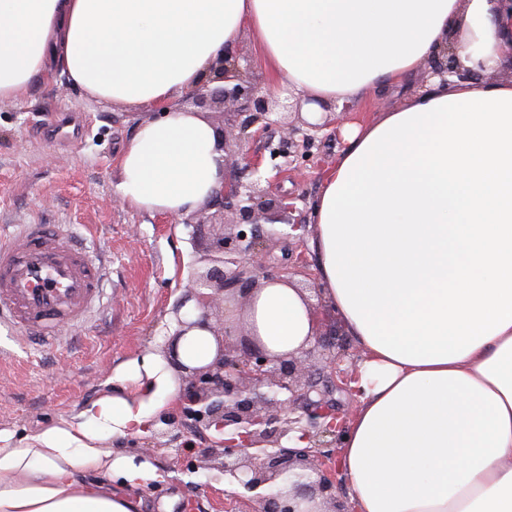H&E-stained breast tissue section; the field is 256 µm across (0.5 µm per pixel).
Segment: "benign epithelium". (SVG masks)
<instances>
[{"instance_id": "1", "label": "benign epithelium", "mask_w": 512, "mask_h": 512, "mask_svg": "<svg viewBox=\"0 0 512 512\" xmlns=\"http://www.w3.org/2000/svg\"><path fill=\"white\" fill-rule=\"evenodd\" d=\"M430 73L442 81L454 76L465 82L475 76L460 67L452 48L446 46L429 61ZM217 87L204 85L192 93L196 103L220 99L228 110L225 126L219 128L222 149H227L226 126L237 130L234 139L243 142L248 130L278 124V113L269 111L268 99L258 83L240 64L235 45L224 47L214 68ZM327 123L302 122L288 134L303 133L311 142ZM241 175L224 180L222 190L208 203L235 214L233 223L211 222L216 229L208 246L206 265L198 270L175 309L195 301L198 319L178 318L180 330L168 345L170 362L183 373L175 411L181 417L165 415L154 420L150 431L166 439L179 455L199 462L212 459L211 469L238 481L251 496V512H352L341 480L335 477L333 449L339 447L350 413L332 397L336 391L354 397L350 387L352 371L360 355L350 351L347 335L332 321L314 342L298 356L269 354L253 337L228 325L224 301L230 293L250 297L260 281L308 277L309 264L299 255L286 266H272L258 248L261 235L255 225H269V241L289 237L276 227L286 222L293 204L286 197L266 206L260 189L259 162L242 156ZM252 224L250 235L242 226ZM202 328L212 333L217 354L206 365L190 367L178 354L183 335ZM207 436L209 447L198 448L188 430ZM304 442L300 448L297 443Z\"/></svg>"}]
</instances>
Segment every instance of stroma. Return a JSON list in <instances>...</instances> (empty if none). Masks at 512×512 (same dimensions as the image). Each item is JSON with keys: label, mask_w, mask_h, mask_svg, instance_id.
Instances as JSON below:
<instances>
[{"label": "stroma", "mask_w": 512, "mask_h": 512, "mask_svg": "<svg viewBox=\"0 0 512 512\" xmlns=\"http://www.w3.org/2000/svg\"><path fill=\"white\" fill-rule=\"evenodd\" d=\"M79 113L82 129L73 139L45 135L49 116ZM140 111L95 101L57 73L32 85L23 102H0V228L16 224H74L91 230V245L108 261L111 304L93 325L70 331L63 346L32 356L0 358V430L16 443L67 418L84 404L121 392L111 383L117 366L157 352L172 335L173 309L209 244L211 226L193 238L187 221L138 212L125 206L114 186L120 157L143 121ZM285 132L272 127L246 143L265 155L270 179L266 202L296 200L291 222L310 224L322 179L346 143L324 129L309 146L294 144V162L269 158ZM107 449L139 455L153 463L158 481L140 490L141 512H246L241 494L192 469L161 440L114 436Z\"/></svg>", "instance_id": "stroma-1"}]
</instances>
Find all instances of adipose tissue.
I'll use <instances>...</instances> for the list:
<instances>
[{
    "label": "adipose tissue",
    "mask_w": 512,
    "mask_h": 512,
    "mask_svg": "<svg viewBox=\"0 0 512 512\" xmlns=\"http://www.w3.org/2000/svg\"><path fill=\"white\" fill-rule=\"evenodd\" d=\"M255 39L274 93L354 104L451 45L474 88L432 78L341 129L313 205L318 284L360 349L339 450L355 512H512V10L501 0H0V101L54 72L101 103L161 108L119 160L118 197L176 219L224 183L215 125L181 108L225 45ZM241 320L275 356L308 345L305 292L264 283ZM104 396L18 445L0 431V512H139L147 461L103 448L142 432L178 387L154 354ZM121 481L123 493L110 480Z\"/></svg>",
    "instance_id": "adipose-tissue-1"
}]
</instances>
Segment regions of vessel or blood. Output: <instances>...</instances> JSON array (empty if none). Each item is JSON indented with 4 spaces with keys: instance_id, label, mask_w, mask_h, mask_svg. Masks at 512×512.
<instances>
[{
    "instance_id": "obj_1",
    "label": "vessel or blood",
    "mask_w": 512,
    "mask_h": 512,
    "mask_svg": "<svg viewBox=\"0 0 512 512\" xmlns=\"http://www.w3.org/2000/svg\"><path fill=\"white\" fill-rule=\"evenodd\" d=\"M107 275L73 225H17L0 235V327L31 349L61 343L104 309Z\"/></svg>"
}]
</instances>
